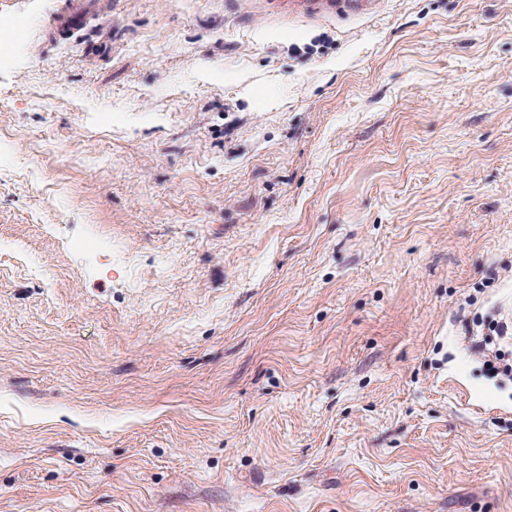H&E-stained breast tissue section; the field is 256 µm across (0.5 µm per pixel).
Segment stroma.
<instances>
[{
	"label": "stroma",
	"mask_w": 512,
	"mask_h": 512,
	"mask_svg": "<svg viewBox=\"0 0 512 512\" xmlns=\"http://www.w3.org/2000/svg\"><path fill=\"white\" fill-rule=\"evenodd\" d=\"M0 0V512H512V0ZM66 10L57 16L53 21V27L62 33H70L78 30L86 16L95 8L96 3L93 0H67Z\"/></svg>",
	"instance_id": "1"
}]
</instances>
